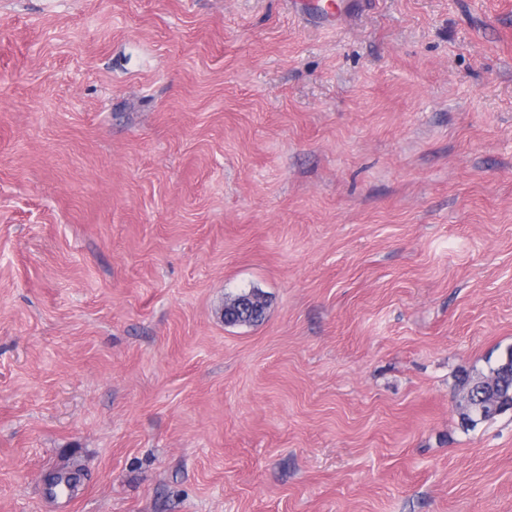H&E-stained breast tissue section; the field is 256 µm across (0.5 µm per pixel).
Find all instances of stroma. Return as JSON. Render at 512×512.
Here are the masks:
<instances>
[{
    "instance_id": "35a3bbf8",
    "label": "stroma",
    "mask_w": 512,
    "mask_h": 512,
    "mask_svg": "<svg viewBox=\"0 0 512 512\" xmlns=\"http://www.w3.org/2000/svg\"><path fill=\"white\" fill-rule=\"evenodd\" d=\"M356 4L0 0V512H512V0ZM353 3L352 0H290L289 6L303 21L336 26L350 13ZM470 390L472 393L476 391V396L481 393L485 398H480L476 402V407L473 406L466 412H461L462 419L470 425H476L479 420L487 419V416L480 413V407L484 403H509L512 402V350L503 360H500L495 365L488 367L487 373L483 371H475L473 374L464 378L458 390Z\"/></svg>"
}]
</instances>
